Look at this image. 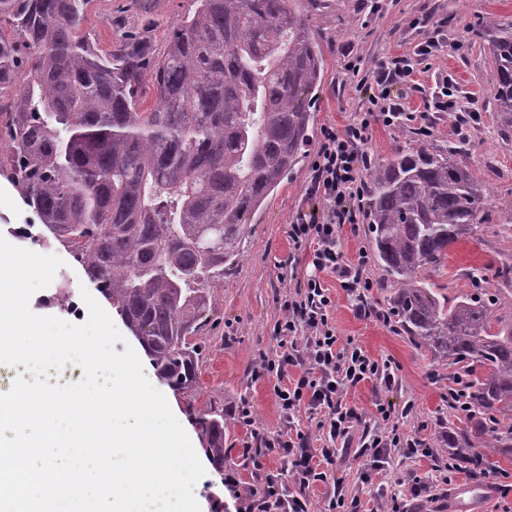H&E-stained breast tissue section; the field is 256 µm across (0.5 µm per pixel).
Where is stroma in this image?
<instances>
[{
  "label": "stroma",
  "instance_id": "obj_1",
  "mask_svg": "<svg viewBox=\"0 0 512 512\" xmlns=\"http://www.w3.org/2000/svg\"><path fill=\"white\" fill-rule=\"evenodd\" d=\"M381 5L380 14L374 15L369 0H299L325 57L312 137L321 142L324 128L343 127L365 111V96L356 89L357 79L344 68L347 60L359 59L366 75L382 61L413 56L417 44L438 36L440 51L419 65L414 85L403 88L409 119L389 127L371 125L364 148L377 162L421 142L438 149L464 142L478 176L488 185L484 221L496 230L479 242H459L449 251L441 272L429 274L436 287L456 291L467 285L465 270L481 266L489 253H512V224L503 221L512 203V140L503 139L497 129L494 62L473 34L488 15L511 21L512 0H382ZM195 8V0H92L84 29L105 48L115 38L109 18L121 19L134 29L154 18L161 22L151 33L160 54L166 46L163 23L179 21ZM416 18L424 20V27L411 28ZM446 79L453 81L463 111L471 115L464 128H457L452 114L433 109L432 96ZM425 126L430 129L426 136L421 133ZM313 157V151H306L271 201L251 216L241 257L225 270L224 285L216 289L215 302L206 315L203 333L209 342L198 364L196 390L177 391L160 378L154 383L187 421L214 410L224 414V472L219 475L206 468L197 497L201 512H261L257 491L262 472L279 473L286 467L281 454L265 449V439L288 431L307 434L314 442L319 439L318 415L303 411L292 422H285L274 381L260 371L262 358L280 351L274 327L283 316L282 303L313 272L309 250L295 249L288 238V226L297 211L311 204L308 189ZM34 219L13 187L0 178V237L63 261L53 282L32 295L31 311L73 322V315L56 305L53 297L63 286L79 294L88 279L56 242L36 243L19 237V229ZM337 244L345 260L362 263L372 286L360 300L347 295L333 275H323V285L335 300L336 334L341 343L357 345L387 365L394 380L388 385L363 382L348 389L345 401L362 420L350 430L348 447L334 472L335 482L310 488L313 512H324L329 497L335 495L358 501L362 512H372L394 499L405 512H512V458L495 457L493 466L478 477L465 463L449 464L448 433L455 417L448 406V390L457 372L418 345L398 323L383 322L392 288L385 285V275L370 253L365 215H358L356 225L339 230ZM380 403L389 408V418L377 413ZM243 405L250 408L253 425L240 422L238 412ZM393 432L424 440L432 455L409 458L392 452L371 480H361L371 435ZM411 474L427 483L426 491L413 492L407 481ZM458 487L464 493L456 501L451 493Z\"/></svg>",
  "mask_w": 512,
  "mask_h": 512
}]
</instances>
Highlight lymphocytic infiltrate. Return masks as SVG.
Instances as JSON below:
<instances>
[{
	"instance_id": "lymphocytic-infiltrate-1",
	"label": "lymphocytic infiltrate",
	"mask_w": 512,
	"mask_h": 512,
	"mask_svg": "<svg viewBox=\"0 0 512 512\" xmlns=\"http://www.w3.org/2000/svg\"><path fill=\"white\" fill-rule=\"evenodd\" d=\"M433 49V43L427 42L419 45L415 58L380 62L368 81L359 76L358 60L347 63L348 71L359 77V91L368 95V106L360 120L339 130L326 129L314 154V179L309 188L314 203L299 211L288 226V237L296 248H311L314 272L282 305L283 316L274 328L280 338V353L260 364L263 375L276 381L274 392L283 419H293L304 409L322 412L317 427L324 444L311 447L302 433L272 440V447L282 450L287 459L288 475L265 476L260 488L265 512H309L308 489L326 481V468L338 456L337 441L347 439L352 423L360 418L344 401L348 388L374 379H392L361 348L340 346L331 317L334 301L320 275L336 274L341 288L351 294L369 290L371 283L361 266L346 262L337 245V233L341 226L356 221L363 198V174L371 164L363 149L371 124L392 126L403 119L405 108L394 88L411 81L418 61L430 56ZM290 366L300 370L291 380L285 377ZM369 446L371 469L381 468L395 450L410 458L430 454L423 440L404 439L396 433L373 434Z\"/></svg>"
}]
</instances>
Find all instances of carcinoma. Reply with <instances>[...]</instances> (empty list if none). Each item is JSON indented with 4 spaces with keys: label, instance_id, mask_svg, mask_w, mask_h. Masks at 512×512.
<instances>
[{
    "label": "carcinoma",
    "instance_id": "obj_1",
    "mask_svg": "<svg viewBox=\"0 0 512 512\" xmlns=\"http://www.w3.org/2000/svg\"><path fill=\"white\" fill-rule=\"evenodd\" d=\"M295 2L196 0L193 14L165 25L157 56L133 31L94 48L83 30L91 0H0V96L16 103L0 127L10 154L0 176L176 390L196 386L202 320L250 216L311 141L324 55ZM476 38L494 59L499 131L512 137V21L488 17ZM368 179L369 243L393 286L392 314L471 376L448 447L478 475L512 455V257L471 268L470 287L451 297L425 273L483 230L486 186L452 145L401 150ZM493 279L503 287L489 288ZM197 424L224 474V414Z\"/></svg>",
    "mask_w": 512,
    "mask_h": 512
}]
</instances>
